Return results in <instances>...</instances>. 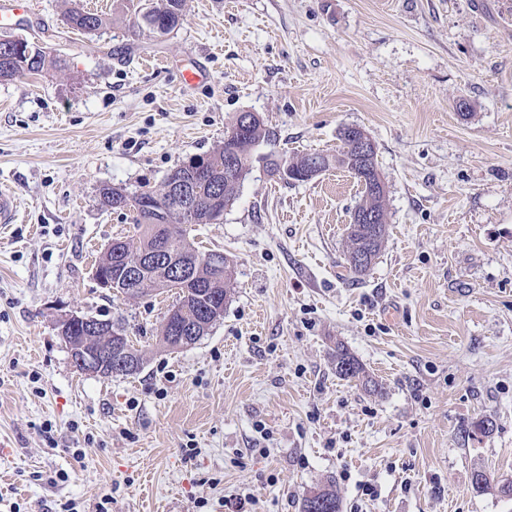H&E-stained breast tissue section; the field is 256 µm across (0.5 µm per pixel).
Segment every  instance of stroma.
Returning a JSON list of instances; mask_svg holds the SVG:
<instances>
[{
    "mask_svg": "<svg viewBox=\"0 0 512 512\" xmlns=\"http://www.w3.org/2000/svg\"><path fill=\"white\" fill-rule=\"evenodd\" d=\"M35 3L18 35L59 65L0 84V189L21 203L0 233V512H224L237 494L300 512L328 479L345 512H512L496 488L512 480V0H185L166 35L132 31L130 0ZM75 7L105 24L72 28ZM194 65L209 78L185 85ZM245 111L273 136L223 222L193 233L234 290L172 350L174 292L92 278L135 233L99 191L159 188ZM345 125L371 136L388 189L361 276L343 266L352 175L288 183L266 164L336 150ZM71 313L124 326L140 370L77 372ZM340 344L381 394L337 377ZM484 416L493 432L473 435ZM182 298H183V296H180V295L176 296V302L172 305L171 309L169 310L168 315L166 316V318L161 326V336H162L163 343L166 346L173 348V349L174 348L178 349L180 347L176 346V341L171 339L170 336L177 338L178 344L182 345L183 347H189V346H192L195 342H197L196 340H200L202 338L200 336H203L206 333V331L208 330V324L202 322L195 326H190V328H188L187 326H183L182 328L180 327L178 329L179 336H176L169 331V327H171V325L174 324L176 322V320H174V318H173L170 321V324L167 325L168 317H170L173 314L172 311L181 304ZM170 313H171V315H170Z\"/></svg>",
    "mask_w": 512,
    "mask_h": 512,
    "instance_id": "1",
    "label": "stroma"
}]
</instances>
